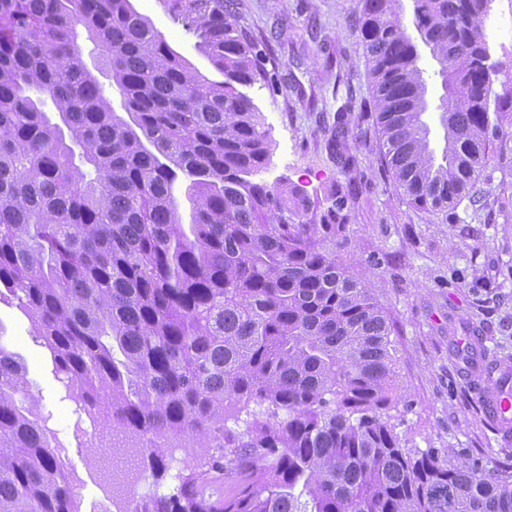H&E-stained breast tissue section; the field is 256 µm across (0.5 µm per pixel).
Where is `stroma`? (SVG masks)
Listing matches in <instances>:
<instances>
[{"label": "stroma", "instance_id": "1", "mask_svg": "<svg viewBox=\"0 0 512 512\" xmlns=\"http://www.w3.org/2000/svg\"><path fill=\"white\" fill-rule=\"evenodd\" d=\"M154 29L200 73L218 79L167 0H132ZM241 28L261 49L245 92L260 114L269 157L257 181L285 184L330 206L349 191L343 257L367 282L394 325L395 401L388 414L402 444L445 448L487 471L512 463V432H498L484 402L502 372L512 373V140L492 144L476 182L482 200L455 208L412 206L384 172L378 135L365 106L372 79L355 28L358 0H236ZM429 149L441 157L443 93L439 64L420 47ZM348 133L331 141L338 107ZM0 342L28 365V379L55 433L61 468L79 512H118L87 446L90 421L68 397L43 342L11 295L0 297ZM199 454L173 449L161 474L144 470L139 497L176 493Z\"/></svg>", "mask_w": 512, "mask_h": 512}]
</instances>
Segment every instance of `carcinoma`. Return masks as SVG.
Here are the masks:
<instances>
[{"instance_id": "carcinoma-1", "label": "carcinoma", "mask_w": 512, "mask_h": 512, "mask_svg": "<svg viewBox=\"0 0 512 512\" xmlns=\"http://www.w3.org/2000/svg\"><path fill=\"white\" fill-rule=\"evenodd\" d=\"M169 2L224 80L131 0H0V289L68 396L141 465L159 475L168 448L218 449L176 493L121 512H512V466L407 448L384 413L392 325L344 263L347 197L320 213L252 179L266 134L240 87L258 49L234 0ZM396 2L359 0L385 167L419 208L476 203L489 141L512 137L483 28L491 0H413L445 90L438 165ZM80 27L134 123L86 66ZM47 421L0 343V512H78Z\"/></svg>"}]
</instances>
